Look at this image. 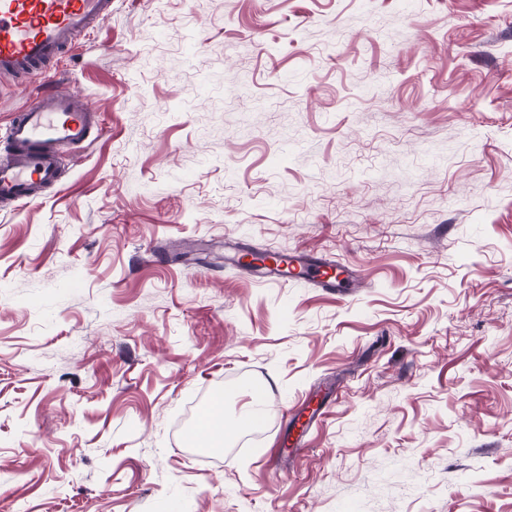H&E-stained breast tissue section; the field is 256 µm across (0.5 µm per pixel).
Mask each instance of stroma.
Wrapping results in <instances>:
<instances>
[{"label":"stroma","instance_id":"1","mask_svg":"<svg viewBox=\"0 0 512 512\" xmlns=\"http://www.w3.org/2000/svg\"><path fill=\"white\" fill-rule=\"evenodd\" d=\"M49 78L102 129L0 210V512H512V0H112ZM285 262L274 265H264L268 282L278 283L280 280L288 281V271L299 270L318 288H344L353 287L358 281V270L348 266L336 267L331 262L310 263L302 256L296 254H283ZM243 387L256 401V412L249 419L241 420L237 424L236 431H249L258 429L262 425L264 407L269 398V392L264 383L259 380H247Z\"/></svg>","mask_w":512,"mask_h":512}]
</instances>
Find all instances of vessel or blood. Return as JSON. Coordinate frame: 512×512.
<instances>
[{
	"mask_svg": "<svg viewBox=\"0 0 512 512\" xmlns=\"http://www.w3.org/2000/svg\"><path fill=\"white\" fill-rule=\"evenodd\" d=\"M111 10L112 0H0V73L43 74ZM98 126L97 113L82 98L49 88L37 94L31 107L18 113L9 127V153L0 160V207L30 202L55 186L62 175V150L84 144ZM295 270L319 288L351 287L359 278L351 267L315 264L290 253L284 263L267 266L266 277L277 283ZM244 388L255 399L257 410L239 421L237 428L249 431L261 427L269 392L258 380L246 381Z\"/></svg>",
	"mask_w": 512,
	"mask_h": 512,
	"instance_id": "obj_1",
	"label": "vessel or blood"
}]
</instances>
